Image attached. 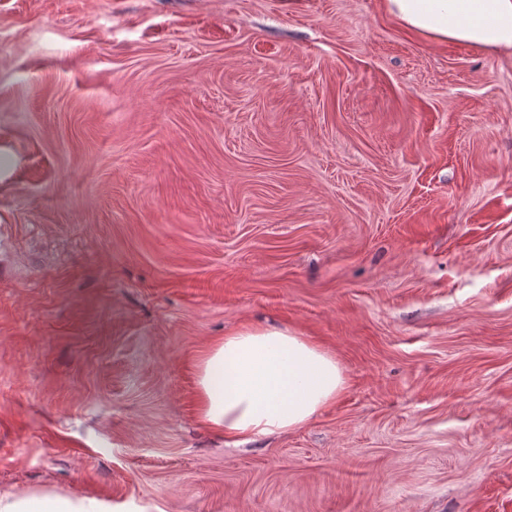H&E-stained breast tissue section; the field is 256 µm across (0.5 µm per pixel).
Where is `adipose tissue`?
<instances>
[{
    "label": "adipose tissue",
    "mask_w": 512,
    "mask_h": 512,
    "mask_svg": "<svg viewBox=\"0 0 512 512\" xmlns=\"http://www.w3.org/2000/svg\"><path fill=\"white\" fill-rule=\"evenodd\" d=\"M404 28L437 42L512 51V0H382ZM335 359L275 327L244 328L212 344L198 364L199 417L226 437L250 440L294 430L335 400ZM0 512H104L94 500L0 499Z\"/></svg>",
    "instance_id": "ef3b65f1"
}]
</instances>
